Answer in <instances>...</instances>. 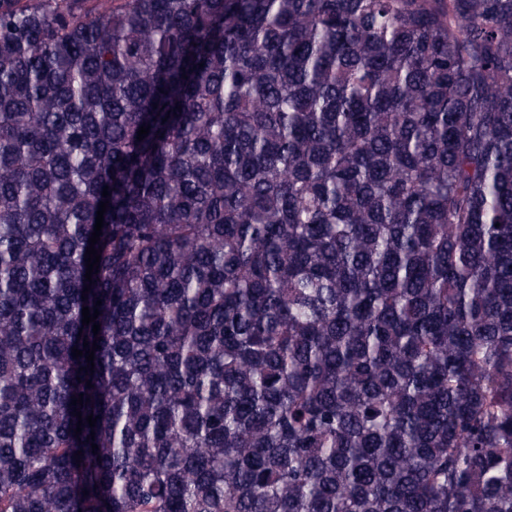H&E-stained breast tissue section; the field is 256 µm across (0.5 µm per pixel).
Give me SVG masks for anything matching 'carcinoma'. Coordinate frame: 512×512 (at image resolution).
I'll return each mask as SVG.
<instances>
[{"label":"carcinoma","mask_w":512,"mask_h":512,"mask_svg":"<svg viewBox=\"0 0 512 512\" xmlns=\"http://www.w3.org/2000/svg\"><path fill=\"white\" fill-rule=\"evenodd\" d=\"M0 512H512V0H0Z\"/></svg>","instance_id":"obj_1"}]
</instances>
